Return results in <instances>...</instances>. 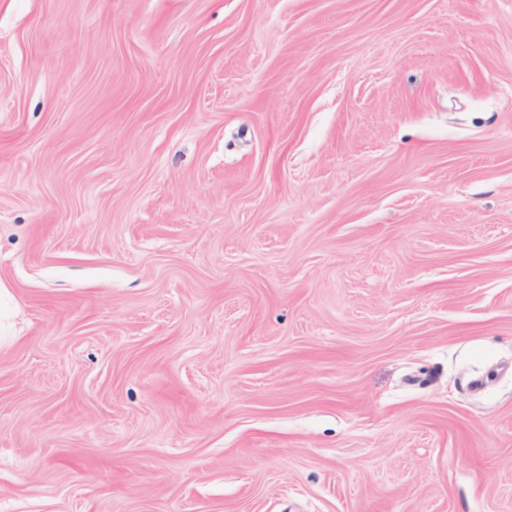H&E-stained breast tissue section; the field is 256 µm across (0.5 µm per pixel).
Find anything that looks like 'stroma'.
I'll list each match as a JSON object with an SVG mask.
<instances>
[{"label":"stroma","instance_id":"obj_1","mask_svg":"<svg viewBox=\"0 0 512 512\" xmlns=\"http://www.w3.org/2000/svg\"><path fill=\"white\" fill-rule=\"evenodd\" d=\"M0 512H512V0H0Z\"/></svg>","mask_w":512,"mask_h":512}]
</instances>
